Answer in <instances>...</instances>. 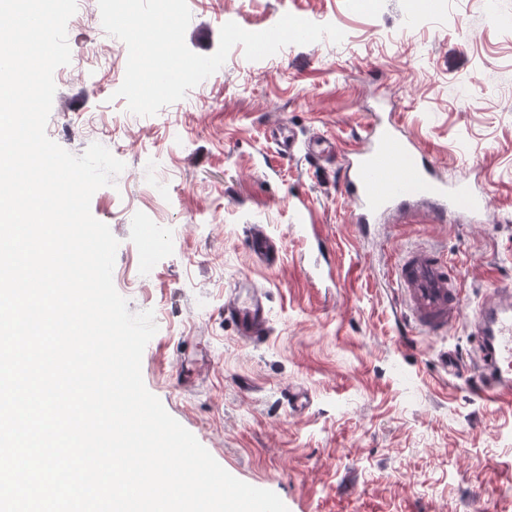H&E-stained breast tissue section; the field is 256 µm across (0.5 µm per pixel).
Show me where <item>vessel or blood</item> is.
Returning a JSON list of instances; mask_svg holds the SVG:
<instances>
[{
  "mask_svg": "<svg viewBox=\"0 0 512 512\" xmlns=\"http://www.w3.org/2000/svg\"><path fill=\"white\" fill-rule=\"evenodd\" d=\"M344 191L354 204L355 223L365 226L408 217L447 221L456 215L479 220L483 195L464 179L451 180L391 121L373 115L365 134L344 161ZM249 251L255 263L274 266L280 245L262 225H252ZM395 285L403 315L432 336L447 334L463 314L462 292L451 263L433 248L406 252L396 265ZM224 317L238 336L262 343L269 331L266 292L235 291L224 301ZM477 338V392L500 403L512 401V289L497 286L469 319Z\"/></svg>",
  "mask_w": 512,
  "mask_h": 512,
  "instance_id": "obj_1",
  "label": "vessel or blood"
}]
</instances>
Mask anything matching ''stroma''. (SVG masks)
Here are the masks:
<instances>
[{
  "instance_id": "stroma-1",
  "label": "stroma",
  "mask_w": 512,
  "mask_h": 512,
  "mask_svg": "<svg viewBox=\"0 0 512 512\" xmlns=\"http://www.w3.org/2000/svg\"><path fill=\"white\" fill-rule=\"evenodd\" d=\"M187 3L185 41L202 55L226 22L259 32L287 13L344 38L259 61L232 48L184 99L138 116L116 94L127 47L105 32L98 0L69 20L71 62L54 72L46 133L78 156L101 143L126 165L90 210L120 242L113 283L129 311L154 313L146 388L288 512H512V407L473 390L466 321L425 335L401 318L391 281L400 254L428 244L458 268L465 312L512 284V0ZM375 112L449 177L483 188L487 219L364 230L340 160L276 153L281 124L347 152ZM303 208L335 265L316 285L293 230ZM254 224L279 241L276 266L252 261ZM247 282L269 296L260 344L224 317ZM289 388L307 391L308 411H289Z\"/></svg>"
}]
</instances>
